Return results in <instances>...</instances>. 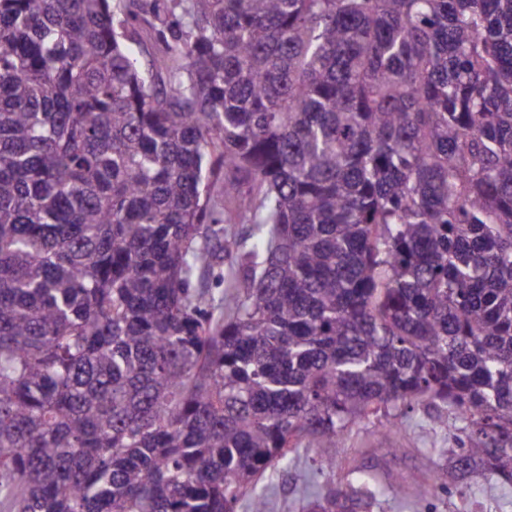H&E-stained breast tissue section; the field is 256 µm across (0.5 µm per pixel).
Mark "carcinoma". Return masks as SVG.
<instances>
[{
	"label": "carcinoma",
	"mask_w": 512,
	"mask_h": 512,
	"mask_svg": "<svg viewBox=\"0 0 512 512\" xmlns=\"http://www.w3.org/2000/svg\"><path fill=\"white\" fill-rule=\"evenodd\" d=\"M171 2L153 77L110 0H0V512H266L439 403L416 494L512 483V0ZM448 422L447 429L440 427ZM463 424L441 407L420 406L407 419H402V429L385 438L379 420L363 422L349 431L336 450V470L319 473L314 460L323 448H304L296 465L280 470L273 475L270 487L272 498L270 512L298 511L307 487L325 492L331 487L343 485L349 462L355 458L365 466L379 461V477L387 484L397 485L411 475H420L429 469L448 463V448H459L458 439L463 437ZM378 448H398L385 454Z\"/></svg>",
	"instance_id": "obj_1"
}]
</instances>
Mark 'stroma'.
<instances>
[{
  "label": "stroma",
  "instance_id": "obj_1",
  "mask_svg": "<svg viewBox=\"0 0 512 512\" xmlns=\"http://www.w3.org/2000/svg\"><path fill=\"white\" fill-rule=\"evenodd\" d=\"M461 423L445 407H422L404 419L396 434L383 436L378 421H366L349 431L335 455L336 468L318 472V449L307 448L296 465L275 473L271 512H298L308 490L326 491L343 485L350 461L379 465L383 482L395 485L428 470L445 466L448 451L457 447ZM470 494L460 501L455 489H432L426 497L386 492L374 512H512V484L472 477Z\"/></svg>",
  "mask_w": 512,
  "mask_h": 512
}]
</instances>
